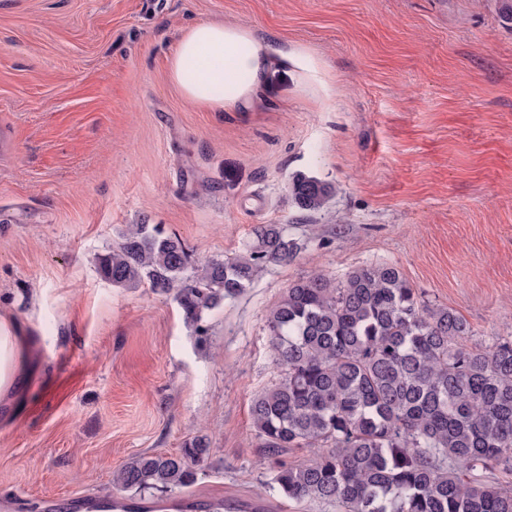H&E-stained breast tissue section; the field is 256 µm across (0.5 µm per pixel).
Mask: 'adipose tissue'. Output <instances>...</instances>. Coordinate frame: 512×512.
Listing matches in <instances>:
<instances>
[{"label": "adipose tissue", "instance_id": "obj_1", "mask_svg": "<svg viewBox=\"0 0 512 512\" xmlns=\"http://www.w3.org/2000/svg\"><path fill=\"white\" fill-rule=\"evenodd\" d=\"M288 60L287 51L248 29L203 21L182 32L168 73L187 101L213 112H235L249 105L273 63ZM29 345L17 322L0 316V399L25 387Z\"/></svg>", "mask_w": 512, "mask_h": 512}]
</instances>
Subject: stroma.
<instances>
[{
    "label": "stroma",
    "mask_w": 512,
    "mask_h": 512,
    "mask_svg": "<svg viewBox=\"0 0 512 512\" xmlns=\"http://www.w3.org/2000/svg\"><path fill=\"white\" fill-rule=\"evenodd\" d=\"M512 0H0V313L34 367L0 406L7 512L110 495L144 452L210 453L171 500L318 512L266 492L252 399L278 377L266 318L288 286L390 263L469 346L512 334ZM253 29L312 63L273 67L245 112L187 104L167 74L184 29ZM327 184L322 208L288 186ZM130 224L192 265L284 224L300 245L204 335L173 294L96 263ZM293 201L303 210L320 209L330 193V187L313 177L298 174L289 185Z\"/></svg>",
    "instance_id": "stroma-1"
}]
</instances>
